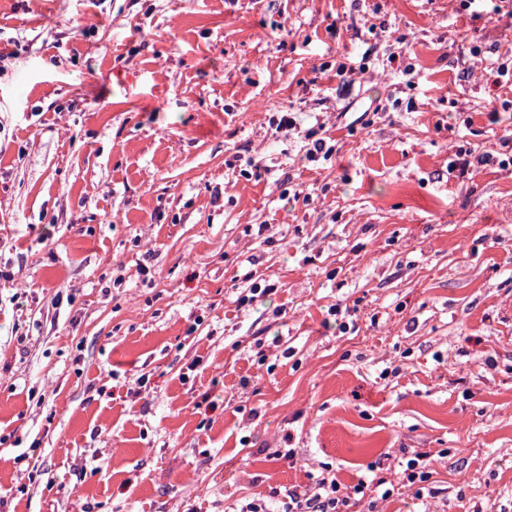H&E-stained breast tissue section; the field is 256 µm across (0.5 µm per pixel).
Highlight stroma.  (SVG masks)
I'll list each match as a JSON object with an SVG mask.
<instances>
[{
	"instance_id": "stroma-1",
	"label": "stroma",
	"mask_w": 512,
	"mask_h": 512,
	"mask_svg": "<svg viewBox=\"0 0 512 512\" xmlns=\"http://www.w3.org/2000/svg\"><path fill=\"white\" fill-rule=\"evenodd\" d=\"M510 140L463 0H0V512H512ZM429 458L430 452L415 451L413 455L405 458V463L399 461L398 463L402 465L398 464L401 470L396 474L398 479L397 486L411 488L415 485L419 486L427 483L431 478ZM385 477H379L372 487L359 480L345 492L336 478L322 477L310 488H296L288 493L283 512H354L365 500L372 498V493L387 484ZM374 488V489H373Z\"/></svg>"
}]
</instances>
